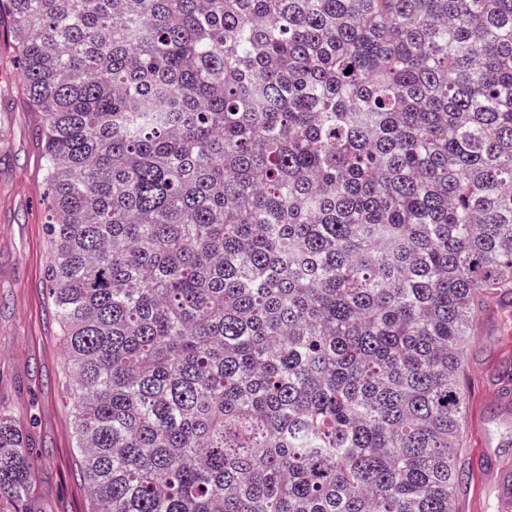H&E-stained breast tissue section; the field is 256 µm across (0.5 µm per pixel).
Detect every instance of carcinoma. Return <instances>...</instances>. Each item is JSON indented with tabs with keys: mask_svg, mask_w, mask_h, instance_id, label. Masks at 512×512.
<instances>
[{
	"mask_svg": "<svg viewBox=\"0 0 512 512\" xmlns=\"http://www.w3.org/2000/svg\"><path fill=\"white\" fill-rule=\"evenodd\" d=\"M42 114L91 512H456L512 299V0H0ZM38 459L0 416V500Z\"/></svg>",
	"mask_w": 512,
	"mask_h": 512,
	"instance_id": "1",
	"label": "carcinoma"
}]
</instances>
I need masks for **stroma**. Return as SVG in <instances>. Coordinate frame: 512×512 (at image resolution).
Returning <instances> with one entry per match:
<instances>
[{
    "label": "stroma",
    "mask_w": 512,
    "mask_h": 512,
    "mask_svg": "<svg viewBox=\"0 0 512 512\" xmlns=\"http://www.w3.org/2000/svg\"><path fill=\"white\" fill-rule=\"evenodd\" d=\"M20 84V61L0 41V415L15 420L41 457L28 512H89L66 391L67 357L46 287L51 202L41 167V122ZM484 318L465 351L468 404L457 450L463 473L457 512H490L493 491L478 457L494 453L512 466V425H501L497 402L500 388L512 386V307ZM492 434L503 447H487Z\"/></svg>",
    "instance_id": "stroma-1"
}]
</instances>
